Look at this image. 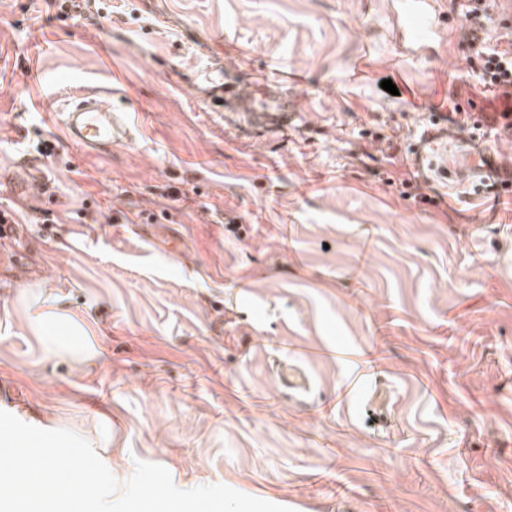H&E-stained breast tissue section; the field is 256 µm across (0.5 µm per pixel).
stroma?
<instances>
[{"label":"stroma","mask_w":512,"mask_h":512,"mask_svg":"<svg viewBox=\"0 0 512 512\" xmlns=\"http://www.w3.org/2000/svg\"><path fill=\"white\" fill-rule=\"evenodd\" d=\"M403 2L102 0L65 19L0 0V209L32 241L0 263V410L97 429L113 474L156 463L292 512H512V199L400 184L437 113L504 104L469 64L467 0H428L421 49ZM221 78L287 126L243 135L207 93ZM96 87L138 117L101 156L56 116ZM140 211L155 222L126 223ZM46 290L95 365L29 326ZM286 361L308 391L280 385ZM357 378L390 393L383 423Z\"/></svg>","instance_id":"obj_1"}]
</instances>
